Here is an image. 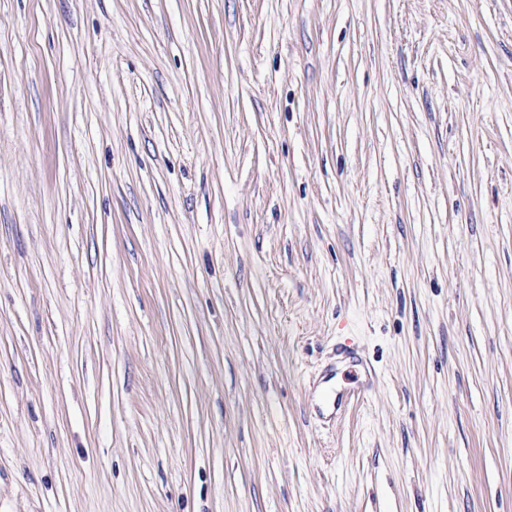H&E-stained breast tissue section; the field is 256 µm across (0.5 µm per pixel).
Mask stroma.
Returning <instances> with one entry per match:
<instances>
[{
	"instance_id": "35a3bbf8",
	"label": "stroma",
	"mask_w": 512,
	"mask_h": 512,
	"mask_svg": "<svg viewBox=\"0 0 512 512\" xmlns=\"http://www.w3.org/2000/svg\"><path fill=\"white\" fill-rule=\"evenodd\" d=\"M0 512H512V0H0Z\"/></svg>"
}]
</instances>
